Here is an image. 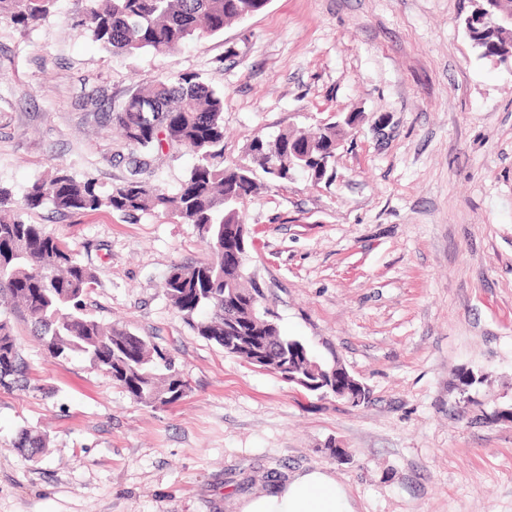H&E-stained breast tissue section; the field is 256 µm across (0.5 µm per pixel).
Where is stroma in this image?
Returning a JSON list of instances; mask_svg holds the SVG:
<instances>
[{
    "label": "stroma",
    "instance_id": "obj_1",
    "mask_svg": "<svg viewBox=\"0 0 512 512\" xmlns=\"http://www.w3.org/2000/svg\"><path fill=\"white\" fill-rule=\"evenodd\" d=\"M87 8L56 0L25 30L0 18V185L22 197L59 165L123 183L134 151L103 116L165 74L223 91L228 164L254 137L358 114L332 181L256 172L243 214L282 334L341 361L370 400L319 397L199 336L162 288L207 259L195 225L46 204L23 217L93 269L94 315L144 336L189 390L137 404L10 313L28 370L0 386V512H233L269 472L311 467L356 512H512V420L491 417L512 409V66L474 48L471 0H269L165 57L112 55ZM193 162L156 152L153 178L177 190ZM465 368L486 379L463 392ZM24 430L41 452L17 448Z\"/></svg>",
    "mask_w": 512,
    "mask_h": 512
}]
</instances>
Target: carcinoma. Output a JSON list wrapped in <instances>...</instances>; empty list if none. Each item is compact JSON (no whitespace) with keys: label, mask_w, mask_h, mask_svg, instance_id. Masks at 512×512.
<instances>
[{"label":"carcinoma","mask_w":512,"mask_h":512,"mask_svg":"<svg viewBox=\"0 0 512 512\" xmlns=\"http://www.w3.org/2000/svg\"><path fill=\"white\" fill-rule=\"evenodd\" d=\"M56 0H0V17L26 29L44 19ZM268 0H88L84 25L93 39L117 56L142 52L167 55L185 44L224 31L230 22L261 11ZM499 28L474 42L479 56L512 58V0H496ZM134 150L143 156L163 147H183L195 162L180 187L169 192L141 177L100 190L92 179L78 180L65 171L33 182L16 203L0 186V211L32 210L46 203L62 212L89 213L102 208L124 214L156 213L202 229L209 258L193 267L172 266L163 282L170 305L198 334L230 356L252 360L251 352L224 343L226 321L250 347H264L272 369L286 354L305 352L308 368L324 372L332 366L318 360L302 341L280 335L273 316L254 304L256 279L247 272V257L232 262L224 256L240 250L238 225L242 206L256 189L254 169L274 183L288 178L274 168L271 154L297 151L307 156L302 172L314 181L333 177L336 142L349 124L330 123L311 133L284 131L272 140L258 137L247 146V162L224 165V93L196 73L162 76L132 93L122 108L107 114ZM95 274L67 245L21 215L0 219V296L33 324L34 335L51 357L80 354L112 376L135 402L150 408L171 404L185 393L186 382L172 370L171 360L142 337L117 325L105 326L93 315L88 296ZM24 359L8 318L0 317V385L17 381Z\"/></svg>","instance_id":"obj_1"}]
</instances>
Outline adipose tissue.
<instances>
[{
  "instance_id": "1",
  "label": "adipose tissue",
  "mask_w": 512,
  "mask_h": 512,
  "mask_svg": "<svg viewBox=\"0 0 512 512\" xmlns=\"http://www.w3.org/2000/svg\"><path fill=\"white\" fill-rule=\"evenodd\" d=\"M237 512H355L349 493L326 469L288 475L267 492L242 496Z\"/></svg>"
}]
</instances>
